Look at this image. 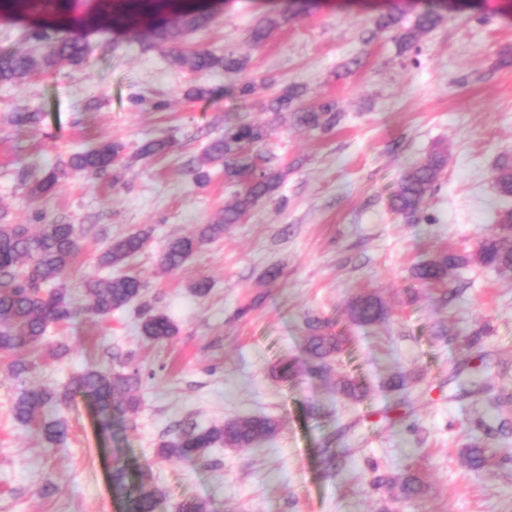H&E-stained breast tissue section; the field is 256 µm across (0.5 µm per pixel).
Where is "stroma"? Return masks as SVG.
<instances>
[{"label":"stroma","mask_w":512,"mask_h":512,"mask_svg":"<svg viewBox=\"0 0 512 512\" xmlns=\"http://www.w3.org/2000/svg\"><path fill=\"white\" fill-rule=\"evenodd\" d=\"M397 4L314 0L256 47L250 31L274 0H219L210 27L183 44L245 56L260 84L244 101L225 94L223 71L197 79L173 64L171 49H145L136 32L102 25L86 29L80 68L0 85V224L90 226L68 282L77 301L82 278L99 275L107 241L150 228L124 271L146 282L142 304L178 329L167 344L149 345L130 309L49 327V341L69 352L36 355L28 386L64 388L85 367L108 366L114 351L148 374L139 412L113 411L110 435L91 402L77 398L67 440L54 449L14 420L12 358L0 353V512H122L112 490L117 457L150 466L164 493L157 512H176L187 496L210 512H512V419L500 423L489 409L496 397L512 402V273L472 265L445 289L412 277L437 251H474L505 205L493 171L512 155V63L501 62L512 54V0H482L483 23L445 13L414 52L401 50L397 29L376 25ZM265 78L274 88L304 86V104L336 102L342 120L307 131L277 119ZM200 82L214 97L187 99ZM22 109L43 113L38 128L7 125ZM244 113L271 127L258 151L287 168L283 185L180 269L163 270L167 240L193 234L232 201L222 169L198 186L187 163ZM156 138L176 146L137 157ZM103 139L125 143V166L102 178L68 175L52 196L31 198L39 168ZM435 150L448 165L422 205L424 222L408 223L391 196L403 171ZM272 267L280 275L270 281ZM201 279L211 283L204 296L193 290ZM360 293L383 298L385 323L350 327L347 304ZM310 316L349 329V344L328 376L276 380L275 360L306 361ZM476 331L480 344L468 347ZM397 372L415 378L403 400L384 389ZM344 375L366 383L364 401L338 392ZM475 382L485 392L471 394ZM242 415L275 418L277 436L246 450L218 446L201 460L155 454L162 435L184 423ZM476 437L494 455L478 473L461 457ZM410 472L423 493L404 503L394 481ZM379 474L392 485L373 489Z\"/></svg>","instance_id":"obj_1"}]
</instances>
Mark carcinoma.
<instances>
[{
    "instance_id": "cac0c4a2",
    "label": "carcinoma",
    "mask_w": 512,
    "mask_h": 512,
    "mask_svg": "<svg viewBox=\"0 0 512 512\" xmlns=\"http://www.w3.org/2000/svg\"><path fill=\"white\" fill-rule=\"evenodd\" d=\"M66 2L68 0H0V15L13 17L24 11L48 9ZM298 3L299 0H287L278 14L263 18L251 30V41L261 43L283 21L295 16L294 6ZM453 10L479 13L482 6L478 0H462L456 4H450L448 0H424V8L417 14L415 23L400 33L399 42L403 49L414 47L422 35L440 24L443 13ZM141 17L150 19L142 33L150 48L177 44L188 34L209 27L212 22L211 11L191 4V0H124L122 9L116 12L107 3L100 10L98 20L123 30L135 25ZM70 27V23L28 26L27 40L43 46L44 51L38 56L0 51V83H21L37 70L49 73L63 67L81 66L89 45L83 38L63 34V30ZM172 62L198 76H206L215 70L238 75L247 67L246 58L233 51L218 56L193 48L173 54ZM259 82L274 84V80L266 78ZM259 82L244 80L225 92L236 94L244 102ZM301 96L298 88L287 86L269 99L268 109L307 130H327L340 122L342 114L335 102L304 107L296 104ZM40 120L38 112H15L10 123L16 127H35ZM268 135V127L262 123L226 121L223 135L211 140L198 159L191 163L189 170L197 184H206L210 179V167L219 166L224 171L226 184H241L243 189L236 192L233 202L224 206L211 223L202 225L196 236L175 237L166 242L160 255V265L164 269L181 268L198 248L223 236L230 225L241 223L259 202L279 190L286 171L269 159L258 164L254 154V148ZM173 146L174 141L170 139L148 140L140 145L137 156H161ZM124 149L125 145L120 141L105 140L70 154L63 167L52 168L40 176L31 190L32 196L38 198L49 194L66 174L100 175L122 165ZM447 163L448 158L443 152L433 151L408 167L394 195L393 210L411 224L423 221L421 204ZM496 188L501 197L512 199L511 159L505 158L497 164ZM82 237L83 228L79 224H44L36 233L31 232L27 224H0V352L16 356L12 376L21 385L13 402V418L23 426L36 428L49 447L65 442L68 427L63 413L70 410L79 395L95 402L99 429L103 434L112 431L113 408L134 414L141 405L137 390L142 372L137 367L127 369L128 362L120 352L111 353L118 368H88L62 391L26 385V378L34 369L30 356L47 352L59 357L67 353V349L50 343L46 333L51 324L66 323L76 314L67 284ZM150 237L151 230L140 229L111 239L99 254L98 265L110 269L124 265L144 249ZM472 263L502 273L512 272V207L499 213L498 223L483 237L476 254L439 251L416 265L412 275L423 286L446 284L450 273ZM145 288L144 281L135 275L89 277L84 282L86 310L98 317L109 316L130 305ZM347 311L350 321L357 326L381 324L389 317L386 303L373 293L353 297ZM138 328L144 340L154 345L170 341L177 333L176 326L166 315L145 306L138 311ZM305 329L306 351L310 359L308 371L321 377L328 371L329 359L342 351L345 339L336 332L331 320L318 316L307 317ZM297 373V365L292 359H283L272 369V375L282 379L293 378ZM336 387L342 395L355 401L366 394L364 385L350 378L337 380ZM277 432V422L267 416H241L210 427L192 424L162 439L156 454L161 459L204 458L217 444L244 450L273 439ZM463 456L469 467L477 471L490 460L486 446L480 442L466 446ZM151 479L148 468L134 475L123 462H114L113 490L122 499L124 512H156L159 491L151 485ZM420 486L414 475L401 479L400 500L414 498Z\"/></svg>"
}]
</instances>
